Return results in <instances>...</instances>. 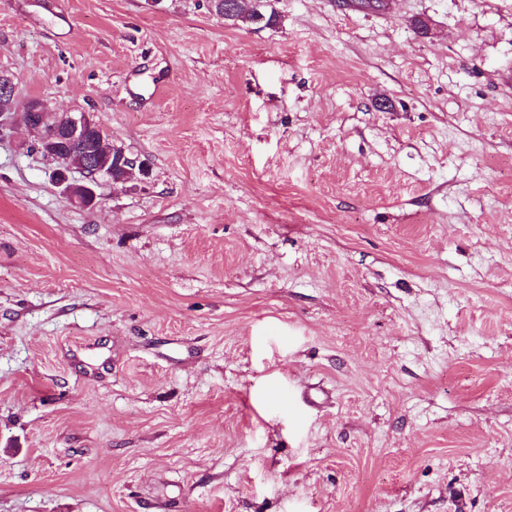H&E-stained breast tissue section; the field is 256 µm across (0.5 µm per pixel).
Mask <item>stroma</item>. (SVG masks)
Returning <instances> with one entry per match:
<instances>
[{
    "mask_svg": "<svg viewBox=\"0 0 512 512\" xmlns=\"http://www.w3.org/2000/svg\"><path fill=\"white\" fill-rule=\"evenodd\" d=\"M274 6L0 0V512H512V0ZM227 0H208V8L215 15L224 18V22L230 25H260V27H274L278 23V15L272 6V0H249V7L245 11H234L237 3L228 0L227 11H234L231 15L224 12V4ZM13 110L16 103V87L11 77L0 74V103ZM28 112L0 113V140L13 138L18 134L17 120L26 115L29 132L27 141L34 150L43 152L45 157L56 164L52 178L56 184L64 186L69 199L82 207H93L97 203L98 178L106 176L112 184L127 183L136 176V171L144 173V163L131 157L123 147L109 142L102 126L88 112H51L41 100H30L25 108ZM74 143V144H72ZM81 143L91 147L87 149ZM69 144H72L68 146ZM65 145L61 157L65 164L80 169L85 174V182L71 183L67 170L55 147ZM104 150V151H102ZM84 167V168H82ZM120 173V176L117 175Z\"/></svg>",
    "mask_w": 512,
    "mask_h": 512,
    "instance_id": "1",
    "label": "stroma"
}]
</instances>
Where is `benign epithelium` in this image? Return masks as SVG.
<instances>
[{"instance_id":"1","label":"benign epithelium","mask_w":512,"mask_h":512,"mask_svg":"<svg viewBox=\"0 0 512 512\" xmlns=\"http://www.w3.org/2000/svg\"><path fill=\"white\" fill-rule=\"evenodd\" d=\"M14 107L16 87L11 77L0 74V103ZM28 118L29 132L27 141L34 150L44 153L45 157L56 164L52 178L56 184L64 187L69 199L82 207H92L97 203L96 187L98 178L108 177L112 183H127L136 173H144V163L130 156L125 149L109 142L102 126L88 112H53L41 100H31L26 105V113H0V140L13 138L18 134L17 120L21 116ZM72 143H84L87 150L88 165L81 169L85 182L71 183L67 170L57 154L55 147Z\"/></svg>"}]
</instances>
